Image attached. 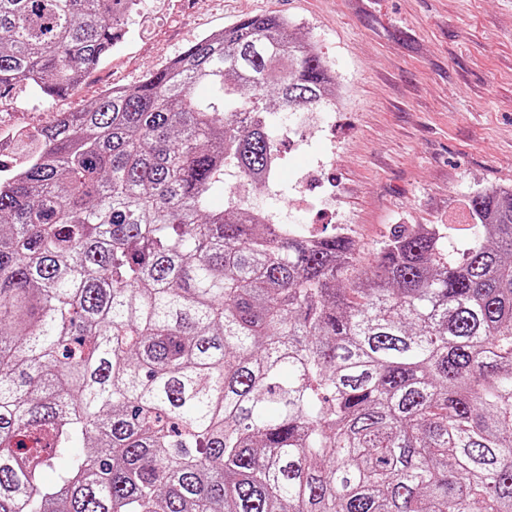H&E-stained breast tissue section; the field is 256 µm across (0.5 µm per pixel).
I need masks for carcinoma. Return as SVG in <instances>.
<instances>
[{
  "label": "carcinoma",
  "mask_w": 512,
  "mask_h": 512,
  "mask_svg": "<svg viewBox=\"0 0 512 512\" xmlns=\"http://www.w3.org/2000/svg\"><path fill=\"white\" fill-rule=\"evenodd\" d=\"M140 0H0V99L67 93ZM205 86L200 98L195 89ZM332 94L288 18L204 36L0 163V512H512V186L371 262L212 195ZM67 468L47 472L59 458Z\"/></svg>",
  "instance_id": "carcinoma-1"
}]
</instances>
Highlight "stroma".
Instances as JSON below:
<instances>
[{"instance_id": "1", "label": "stroma", "mask_w": 512, "mask_h": 512, "mask_svg": "<svg viewBox=\"0 0 512 512\" xmlns=\"http://www.w3.org/2000/svg\"><path fill=\"white\" fill-rule=\"evenodd\" d=\"M262 14L288 17L313 43L339 96L302 148L281 139L275 179L251 203L322 233L344 225L368 257L399 224L442 225L461 251L470 197L512 186V0H142L122 43L72 92L0 99L6 161L21 132L134 88L197 39ZM300 174L311 179L304 199Z\"/></svg>"}]
</instances>
